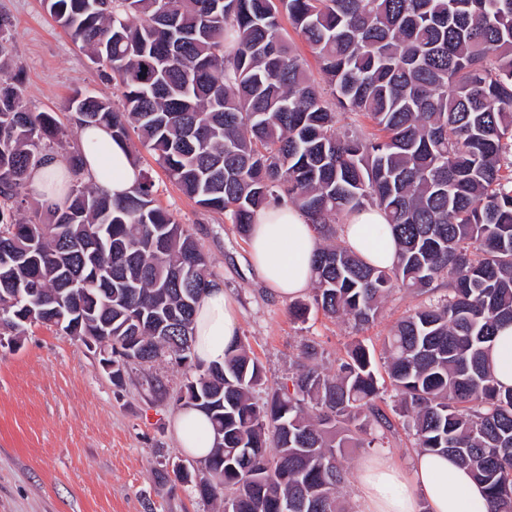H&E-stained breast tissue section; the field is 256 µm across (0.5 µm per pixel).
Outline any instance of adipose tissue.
I'll return each instance as SVG.
<instances>
[{
    "mask_svg": "<svg viewBox=\"0 0 512 512\" xmlns=\"http://www.w3.org/2000/svg\"><path fill=\"white\" fill-rule=\"evenodd\" d=\"M77 151L85 177L112 196L129 194L138 184L140 169L133 165L127 146L113 140L109 129L81 128ZM71 181L66 163L51 154L31 172L29 187L41 200L61 204ZM344 241L378 266L392 265L397 258L398 247L386 216L372 206L348 215ZM248 246L260 280L278 296L296 297L311 286L317 240L308 218L295 207L273 205L259 212ZM238 334L237 307L223 284L214 282L194 317L196 360L206 366L223 362L225 349ZM174 429L186 454L200 459L209 453L211 424L204 413L181 408ZM359 489L364 512H489L483 487L453 457L441 454L417 453L406 469L385 459L374 460L364 466Z\"/></svg>",
    "mask_w": 512,
    "mask_h": 512,
    "instance_id": "ef3b65f1",
    "label": "adipose tissue"
}]
</instances>
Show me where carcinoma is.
<instances>
[{
  "label": "carcinoma",
  "instance_id": "1",
  "mask_svg": "<svg viewBox=\"0 0 512 512\" xmlns=\"http://www.w3.org/2000/svg\"><path fill=\"white\" fill-rule=\"evenodd\" d=\"M57 23L112 71L120 106L75 92L68 110L129 140L196 205L246 237L259 211L287 202L328 245L313 260V304L361 327L406 288L428 302L384 341L392 412L424 452L447 453L512 512V388L489 363L512 322V0H45ZM316 55L311 78L281 16ZM369 119L375 132L339 126ZM56 120L0 80V330L41 323L112 350V384L134 365L189 366L177 402L205 413L213 451L163 482L227 512H344L346 448H374L394 423L361 344L330 372L300 345L291 385L254 396L262 367L242 340L224 364L193 352L209 259L155 203L148 173L114 198L94 184L17 218L29 171ZM376 206L398 255L390 267L333 244L332 216ZM448 292L433 297L435 282ZM157 400L159 375L144 380Z\"/></svg>",
  "mask_w": 512,
  "mask_h": 512
}]
</instances>
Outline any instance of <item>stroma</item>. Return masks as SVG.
Wrapping results in <instances>:
<instances>
[{"label":"stroma","instance_id":"obj_1","mask_svg":"<svg viewBox=\"0 0 512 512\" xmlns=\"http://www.w3.org/2000/svg\"><path fill=\"white\" fill-rule=\"evenodd\" d=\"M0 16L11 23L6 54L12 66L5 75L21 80L29 111L55 116L63 133L53 151L68 159L79 139L69 98L82 91L116 103L121 85L55 23L43 0H0ZM129 145L155 183L157 203L190 229L213 276L234 300L239 336L261 363L264 389L288 384L303 340L319 345L329 369L360 342L373 352L379 386L386 402H393L383 343L394 323L419 305V297L393 290L375 322L361 329L310 308L307 293L300 297L309 306L304 319L292 317V300L265 288L253 270L247 238L222 213L203 210L186 197L138 139ZM151 373L176 390L184 369L153 363L134 369L126 386L117 388L98 351L55 328L29 325L0 346V512H212V505L187 487H171L153 475L160 458L178 461L184 453L173 428L178 403L154 400L141 386ZM416 452L412 434L401 427L378 447L347 449L348 480L340 497L349 512L364 510L357 477L366 460L385 457L404 465Z\"/></svg>","mask_w":512,"mask_h":512}]
</instances>
